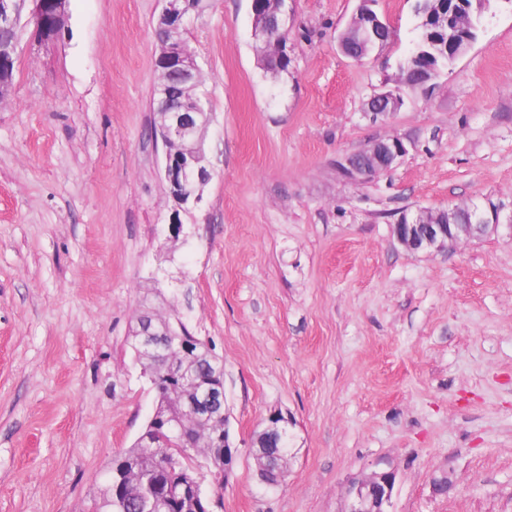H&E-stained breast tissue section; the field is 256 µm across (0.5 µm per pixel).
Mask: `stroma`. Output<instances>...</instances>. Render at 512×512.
<instances>
[{"label":"stroma","instance_id":"35a3bbf8","mask_svg":"<svg viewBox=\"0 0 512 512\" xmlns=\"http://www.w3.org/2000/svg\"><path fill=\"white\" fill-rule=\"evenodd\" d=\"M414 4L377 0L394 36L357 62L337 35L358 0H288L293 62L276 76L249 0H201L185 38L212 176L190 211L153 132L162 0H70L47 46L21 18L0 102V512H93L153 412L129 344L145 305L224 363L235 459L205 484L215 512H344L350 482L381 470L390 512H512V10L372 119ZM390 136L407 148L393 169L339 173ZM461 201L501 226L441 250L396 241L401 214ZM276 413L292 439L269 487L252 443Z\"/></svg>","mask_w":512,"mask_h":512}]
</instances>
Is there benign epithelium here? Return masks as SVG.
I'll list each match as a JSON object with an SVG mask.
<instances>
[{"mask_svg":"<svg viewBox=\"0 0 512 512\" xmlns=\"http://www.w3.org/2000/svg\"><path fill=\"white\" fill-rule=\"evenodd\" d=\"M259 3V22L252 25L253 39L262 46L264 55L275 64L288 58V45L271 38V34L288 29L289 15L285 0H250ZM436 8L423 20V43L428 50H421L427 64L419 69L418 83L422 86L439 77V71L428 63L433 57L446 56L452 62L473 43L471 36L463 40L442 41L434 34L442 27L452 26L458 31H471L481 24V13L473 12L466 0H433ZM20 6H29L33 21L41 26V43L54 41L67 20L68 0H18ZM374 0H360V6L352 15L346 31L338 36L342 53L354 61H361L380 47V32L387 25L372 5ZM194 0H164V7L157 17L156 35L160 44L157 55L158 82L156 92L161 96L162 106L157 112L154 129L159 132L166 147L164 180L169 195L180 205L196 206L202 202L203 187L209 182L208 168L203 148V132L210 122L201 98L196 94L200 83V69L188 50L184 33L189 10ZM20 13L13 0H0V30L15 31ZM18 38L0 39V101L11 94L14 84L13 70L17 61ZM407 77L400 76V85L379 93L367 103L365 112L372 117L386 116L396 112L403 103L402 87ZM406 154L403 141L392 136L370 142L359 152L348 156L340 164L347 177L363 181L395 166ZM499 226L498 209H486L475 202H461L446 208H420L408 218H400L393 225L396 240L411 251L441 248L462 238H471L495 230ZM158 316L144 318L137 330V352L144 358L169 359L171 341L163 338L165 329L157 328ZM168 368L178 379L179 388L187 389L191 397L182 405V411L214 419L215 427L209 436L184 449V454L196 455L198 448L223 449L229 446L224 428V383L203 385L196 380L192 347L181 346V357L169 359ZM291 421L277 415L269 420L267 427L256 436L254 454L262 455L270 468L280 470L287 454L282 452L288 440ZM183 433L180 416L170 414L156 422V435L139 437L137 443L143 448H157L161 444L182 442ZM205 478L201 469L191 468L186 484H163L157 482L144 488L126 473L115 486L113 502L121 505L136 499L143 512H165L167 504L181 500L186 494L193 500H204L208 507L195 512H213L219 498L206 494ZM395 473L373 472L351 482L346 498L345 512H388Z\"/></svg>","mask_w":512,"mask_h":512,"instance_id":"obj_1","label":"benign epithelium"}]
</instances>
